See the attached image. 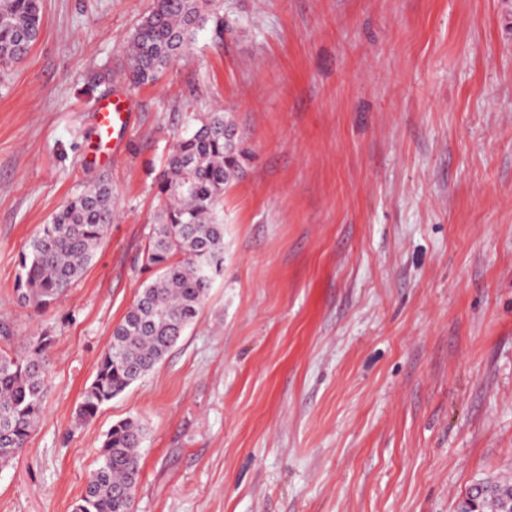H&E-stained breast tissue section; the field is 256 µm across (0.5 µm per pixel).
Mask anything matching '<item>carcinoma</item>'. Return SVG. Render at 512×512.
<instances>
[{"mask_svg":"<svg viewBox=\"0 0 512 512\" xmlns=\"http://www.w3.org/2000/svg\"><path fill=\"white\" fill-rule=\"evenodd\" d=\"M42 9L43 0H0L1 68L29 55L40 37ZM219 12V0H152L130 37V82L152 84L166 68L187 60L198 31L210 23L222 31ZM246 160L222 112L202 113L195 129L175 142L157 182L163 207L145 249L146 265L158 276L113 328L79 404L80 420L92 419L153 371L198 317L223 271L224 189L244 172ZM113 221L112 186L104 179L66 201L21 257L23 305L39 312L61 297L92 262ZM53 341L44 332L12 352L11 336L0 334V469L26 451L44 413ZM145 438L146 428L135 419L112 426L99 466L76 502L79 512H133ZM472 499L480 512H512V483L482 478L466 496Z\"/></svg>","mask_w":512,"mask_h":512,"instance_id":"1","label":"carcinoma"}]
</instances>
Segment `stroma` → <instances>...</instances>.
Returning <instances> with one entry per match:
<instances>
[{
    "label": "stroma",
    "mask_w": 512,
    "mask_h": 512,
    "mask_svg": "<svg viewBox=\"0 0 512 512\" xmlns=\"http://www.w3.org/2000/svg\"><path fill=\"white\" fill-rule=\"evenodd\" d=\"M151 0H44L0 73V327L51 330L50 390L0 512H73L109 428L147 430L134 512H457L512 481V0H223L192 59L127 76ZM131 104L93 156L96 107ZM250 158L224 272L158 368L76 426L113 327L155 278L156 179L194 114ZM116 220L47 310L19 259L100 178Z\"/></svg>",
    "instance_id": "stroma-1"
}]
</instances>
